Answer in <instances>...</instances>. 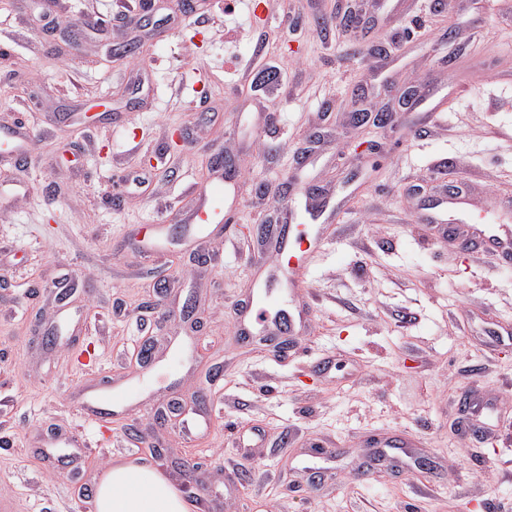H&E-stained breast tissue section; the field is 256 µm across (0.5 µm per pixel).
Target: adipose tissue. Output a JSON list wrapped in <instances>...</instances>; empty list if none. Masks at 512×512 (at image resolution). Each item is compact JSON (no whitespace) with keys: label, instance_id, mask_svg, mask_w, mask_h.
<instances>
[{"label":"adipose tissue","instance_id":"1","mask_svg":"<svg viewBox=\"0 0 512 512\" xmlns=\"http://www.w3.org/2000/svg\"><path fill=\"white\" fill-rule=\"evenodd\" d=\"M95 512H191V508L160 471L117 463L104 472L96 487Z\"/></svg>","mask_w":512,"mask_h":512}]
</instances>
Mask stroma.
Returning a JSON list of instances; mask_svg holds the SVG:
<instances>
[{"mask_svg": "<svg viewBox=\"0 0 512 512\" xmlns=\"http://www.w3.org/2000/svg\"><path fill=\"white\" fill-rule=\"evenodd\" d=\"M264 3L260 20L225 0H52L45 22L37 0H0V127L36 136L0 165L25 189L0 200V500L15 512H94L114 460L156 468L192 512H512V258L464 257L419 218L460 181L467 223L512 199V0H403L359 43L339 19L373 14L361 0ZM361 110L394 118L360 125ZM224 156L223 223L155 243ZM139 169L145 184L122 188ZM293 180L335 216L306 267L309 321L282 350L240 336L238 312L283 261L256 227L278 223ZM128 384L129 407L84 417L78 390ZM48 432L81 445L45 454ZM376 436L412 453L357 480Z\"/></svg>", "mask_w": 512, "mask_h": 512, "instance_id": "obj_1", "label": "stroma"}]
</instances>
